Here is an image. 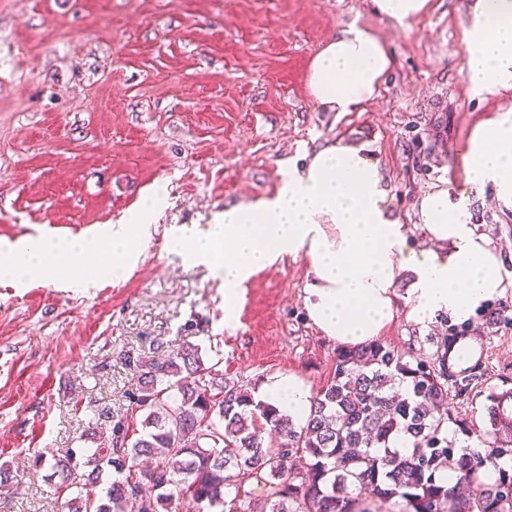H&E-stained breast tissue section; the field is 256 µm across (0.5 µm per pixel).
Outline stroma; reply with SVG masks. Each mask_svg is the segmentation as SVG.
I'll use <instances>...</instances> for the list:
<instances>
[{"label":"stroma","mask_w":512,"mask_h":512,"mask_svg":"<svg viewBox=\"0 0 512 512\" xmlns=\"http://www.w3.org/2000/svg\"><path fill=\"white\" fill-rule=\"evenodd\" d=\"M475 0H429L409 25L371 0H0V241L56 228L71 238L133 211L164 187L158 229L138 267L103 275L108 254L81 258L100 286L81 294L0 279V512H57L38 455L79 447L92 407L128 408L125 352L159 357L185 343L222 354L224 375L251 385L288 374L317 391L337 344L303 306L302 259L247 284L236 328L224 326V282L164 247L173 224L207 225L224 206L271 195L287 162L344 139L369 143L394 210L418 229L417 204L439 177L462 181L474 125L512 107L475 95L461 38ZM372 30L394 63L362 111H323L312 58L350 25ZM472 220L509 261L512 211L491 192ZM470 337L491 384L512 387V329L484 314L421 328L398 314L382 342L430 357L448 334Z\"/></svg>","instance_id":"stroma-1"}]
</instances>
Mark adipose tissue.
Wrapping results in <instances>:
<instances>
[{"mask_svg": "<svg viewBox=\"0 0 512 512\" xmlns=\"http://www.w3.org/2000/svg\"><path fill=\"white\" fill-rule=\"evenodd\" d=\"M462 44L465 77L476 94L512 91V0H477ZM392 63L387 45L370 29L349 26L313 58L311 96L330 112L360 111ZM462 160L469 190L480 194L493 187L498 205L512 210V108L474 126ZM162 200V191H154L129 216L71 241L0 245V277L20 286L32 279L62 282L86 292L98 282L73 273L72 262L107 245L113 277L127 276L152 239ZM418 214L429 241L425 247L390 206L369 144L339 140L289 165L270 196L225 207L207 228L171 229L165 247L223 280L228 328L238 323L247 281L282 260L304 259V307L311 324L340 346L356 348L379 338L398 308L422 327L443 316L462 323L512 285L503 254L473 224L467 196L456 194L448 178L422 194ZM310 397L290 375L270 377L260 387L261 400L298 423L306 419Z\"/></svg>", "mask_w": 512, "mask_h": 512, "instance_id": "1", "label": "adipose tissue"}]
</instances>
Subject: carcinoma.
Returning a JSON list of instances; mask_svg holds the SVG:
<instances>
[{
  "label": "carcinoma",
  "mask_w": 512,
  "mask_h": 512,
  "mask_svg": "<svg viewBox=\"0 0 512 512\" xmlns=\"http://www.w3.org/2000/svg\"><path fill=\"white\" fill-rule=\"evenodd\" d=\"M132 416L102 408L103 446L49 463L61 512H512V388L454 373L446 355L412 361L381 342L340 348L332 377L295 422L224 377L223 358L186 344L161 357L129 352ZM485 396L483 426L448 408V392ZM474 439L458 448L448 424ZM275 432L280 444H265ZM403 434L411 448L390 449ZM264 487L253 496L252 485Z\"/></svg>",
  "instance_id": "carcinoma-1"
}]
</instances>
